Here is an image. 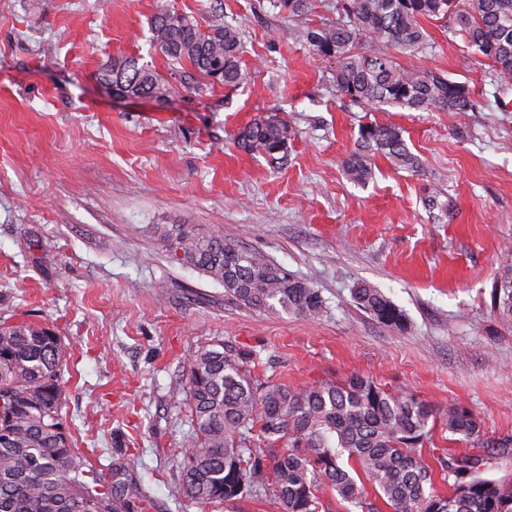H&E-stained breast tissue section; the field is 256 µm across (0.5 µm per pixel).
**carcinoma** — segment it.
Listing matches in <instances>:
<instances>
[{"mask_svg":"<svg viewBox=\"0 0 512 512\" xmlns=\"http://www.w3.org/2000/svg\"><path fill=\"white\" fill-rule=\"evenodd\" d=\"M336 21L301 37L318 57L335 64L332 82L349 102L372 109L389 105L415 111L467 112L476 106L468 88L441 73L402 67L388 52L428 45L422 21L443 20L492 63L494 96L512 90V0H336ZM151 49L173 65L188 66L206 86L243 81V44L223 23L203 29L171 0H157L149 21ZM100 79L132 96L157 101L174 88L155 67L135 57H114ZM291 129L275 116L259 118L236 136L238 147L279 162ZM420 168L396 126L369 124L345 161L357 184L372 177V157ZM171 256L224 286L243 304L315 317L324 308L318 290L282 266L224 235L190 224L163 229ZM356 302L379 323L398 327L403 315L379 289L361 284ZM492 307L512 315V266L492 289ZM60 337L46 327L0 322V512H146V497L127 483L130 462L112 467V482L78 455L61 418L63 369ZM185 400L190 431L184 440L181 480L195 503H229L253 487L273 491L284 512H319V483L363 508L370 483L392 512H512V483L486 476L480 455L448 451L440 461L448 493L422 454L432 425L474 445L484 443L472 412L451 406L444 414L409 393H390L352 375L305 390L255 380L243 357L212 344L188 359ZM270 446L267 458L255 440ZM288 440V449L274 445Z\"/></svg>","mask_w":512,"mask_h":512,"instance_id":"1","label":"carcinoma"}]
</instances>
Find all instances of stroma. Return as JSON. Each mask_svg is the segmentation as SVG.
Returning a JSON list of instances; mask_svg holds the SVG:
<instances>
[{"instance_id":"stroma-1","label":"stroma","mask_w":512,"mask_h":512,"mask_svg":"<svg viewBox=\"0 0 512 512\" xmlns=\"http://www.w3.org/2000/svg\"><path fill=\"white\" fill-rule=\"evenodd\" d=\"M156 0H0V320L50 328L67 351L61 418L112 479L134 458L148 512H284L270 490L199 505L179 481L189 430L187 358L224 343L257 380L303 389L354 374L439 410L462 406L484 438L512 436V320L491 307L512 265V93L442 22L404 67L463 83L471 112L367 110L338 95L299 33L335 19L276 0H175L200 26L238 29L243 82L198 90L150 49ZM143 57L179 89L115 98L98 72ZM288 122L284 163L237 148L260 117ZM401 128L413 172L378 155L366 184L344 164L362 126ZM439 192L447 210H427ZM194 224L263 253L325 302L314 318L257 310L174 261L157 232ZM378 288L403 313L380 324L353 297Z\"/></svg>"}]
</instances>
